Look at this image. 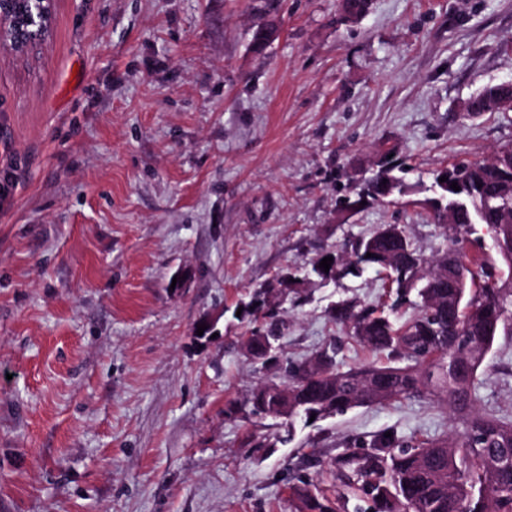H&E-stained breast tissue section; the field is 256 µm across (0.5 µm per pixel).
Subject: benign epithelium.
Instances as JSON below:
<instances>
[{
    "label": "benign epithelium",
    "mask_w": 512,
    "mask_h": 512,
    "mask_svg": "<svg viewBox=\"0 0 512 512\" xmlns=\"http://www.w3.org/2000/svg\"><path fill=\"white\" fill-rule=\"evenodd\" d=\"M52 0H42L41 18L34 21L25 0H0V37H8L6 49L24 54L47 38L51 26Z\"/></svg>",
    "instance_id": "benign-epithelium-1"
}]
</instances>
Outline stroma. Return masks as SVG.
Instances as JSON below:
<instances>
[{
	"label": "stroma",
	"instance_id": "obj_1",
	"mask_svg": "<svg viewBox=\"0 0 512 512\" xmlns=\"http://www.w3.org/2000/svg\"><path fill=\"white\" fill-rule=\"evenodd\" d=\"M258 4L54 0L37 51L0 50V512H295L300 479L366 512L338 456L459 429L427 389L290 441L241 410L330 344L339 370L385 363L330 315L393 306L384 275L289 295L267 367L233 310L384 224L426 257L447 249L416 196L338 201L386 148L426 185L512 148V112L460 110L512 80V0H373L357 24L337 0ZM479 379L478 412L512 420V333Z\"/></svg>",
	"mask_w": 512,
	"mask_h": 512
}]
</instances>
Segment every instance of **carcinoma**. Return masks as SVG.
<instances>
[{
	"instance_id": "1",
	"label": "carcinoma",
	"mask_w": 512,
	"mask_h": 512,
	"mask_svg": "<svg viewBox=\"0 0 512 512\" xmlns=\"http://www.w3.org/2000/svg\"><path fill=\"white\" fill-rule=\"evenodd\" d=\"M372 0H340L341 18L363 20ZM512 86L488 85L471 95L462 110L472 114L498 111ZM448 170L460 190L439 184L442 171L428 186L410 183L406 160L383 153L369 175L352 187L350 213L366 204L392 205L409 194L431 193L423 200L430 218L440 220L434 201L454 216L443 228L450 246L428 260L399 224H385L368 237L356 239L350 249L327 251L304 275L323 278L320 262L336 261L334 280L360 276L374 268L386 274L396 301L410 302L414 316L405 322L385 310L357 308L351 301L336 303L332 318L357 341L387 353L389 364L339 371L324 349L288 370L287 381L256 389L247 401L253 416L288 419V429L310 417L325 418L353 407L400 401L431 386L462 420V429L444 439L420 444L383 434L371 442L372 451L345 455L337 464L349 470L352 488L371 499L375 512H512V422L475 412L479 370L500 330L512 328V148L490 160L461 159ZM496 237L498 267L472 254L470 244L479 229ZM467 267L460 280L456 269ZM258 289L240 303L241 318L269 323L251 332L245 341L248 356L256 360L279 348L288 324L276 319L275 306ZM297 512H337L341 506L310 484L290 487Z\"/></svg>"
}]
</instances>
